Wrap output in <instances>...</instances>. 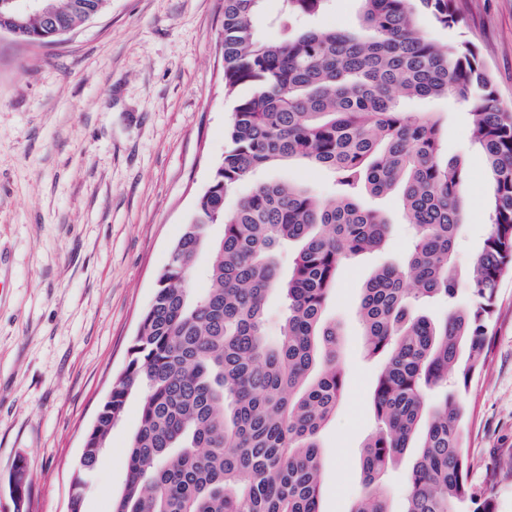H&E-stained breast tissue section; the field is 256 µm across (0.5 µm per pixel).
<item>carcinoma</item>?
<instances>
[{"label": "carcinoma", "mask_w": 512, "mask_h": 512, "mask_svg": "<svg viewBox=\"0 0 512 512\" xmlns=\"http://www.w3.org/2000/svg\"><path fill=\"white\" fill-rule=\"evenodd\" d=\"M261 0H224V88L246 89L215 169L158 276L129 358L72 469L70 512H84L94 473L127 397L145 392L128 448V478L112 512H320L319 438L344 390L340 333L326 319L347 259L383 245L389 224L365 194L398 197L415 240L405 264L362 288L365 351L384 358L373 391L378 431L363 446V490L351 512H391L381 478L413 442L403 512H456L479 501L469 482L464 394L487 362L498 280L512 271V106L497 97L477 47L440 48L420 12L460 27L457 0H360L355 31L254 26ZM107 0H49L54 17H24L14 37L41 44L89 20ZM327 0H283L286 20L313 18ZM456 96L489 175L491 224L469 272L454 266L465 222L466 160L442 154L436 122L401 100ZM299 161L329 172L333 191L269 180L235 209L225 200L257 171ZM209 288H191L208 229ZM296 244L283 276L277 249ZM472 288L467 305L458 288ZM280 293V335L266 334V303ZM448 302L433 321L413 303Z\"/></svg>", "instance_id": "1"}]
</instances>
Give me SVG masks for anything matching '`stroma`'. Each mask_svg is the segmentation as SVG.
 <instances>
[{
    "instance_id": "1",
    "label": "stroma",
    "mask_w": 512,
    "mask_h": 512,
    "mask_svg": "<svg viewBox=\"0 0 512 512\" xmlns=\"http://www.w3.org/2000/svg\"><path fill=\"white\" fill-rule=\"evenodd\" d=\"M465 30L419 28L475 44L512 104V0H459ZM224 0H108L53 44L0 32V512H66L87 431L123 370L173 245L224 158L235 99L224 89ZM448 155L467 160L468 215L454 261L467 269L489 230L488 177L464 104L416 100ZM385 244L342 267L326 315L342 329L345 389L321 433L322 512H350L377 421L382 359L361 349L356 309L374 272L402 264L412 235L397 197H363ZM492 351L465 395L469 479L512 512V274L490 324ZM142 396L128 397L99 458L85 512H112ZM28 465L14 505L9 476Z\"/></svg>"
}]
</instances>
